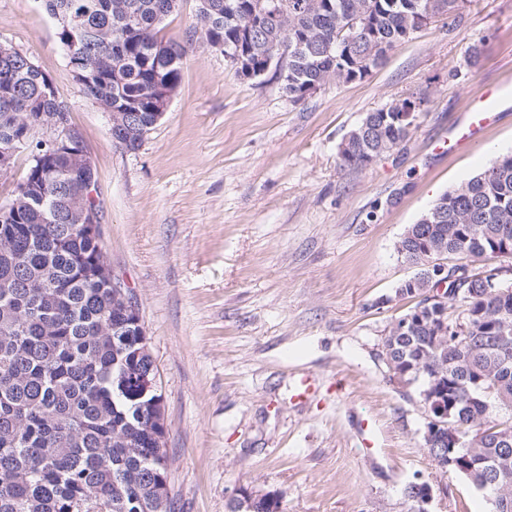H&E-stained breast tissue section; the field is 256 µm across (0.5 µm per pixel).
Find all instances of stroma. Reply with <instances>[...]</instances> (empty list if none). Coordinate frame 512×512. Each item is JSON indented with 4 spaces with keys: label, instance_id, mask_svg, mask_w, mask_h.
<instances>
[{
    "label": "stroma",
    "instance_id": "35a3bbf8",
    "mask_svg": "<svg viewBox=\"0 0 512 512\" xmlns=\"http://www.w3.org/2000/svg\"><path fill=\"white\" fill-rule=\"evenodd\" d=\"M197 0L161 25L186 45L180 88L137 151L72 76L40 0H0V43L27 54L67 101V127L93 162L104 257L136 303L159 374L173 512H229L240 489L276 493L282 512H494L448 479L424 446L426 410L382 355L410 302L404 233L448 189L512 152V99L477 145L436 147L471 101L512 87V0H466L389 51L364 79L328 80L291 101L275 75L237 77L191 34ZM483 39L478 64L469 48ZM410 98L404 143L366 168L340 144L362 118ZM316 380L294 401L303 377ZM369 422L370 453L358 440Z\"/></svg>",
    "mask_w": 512,
    "mask_h": 512
}]
</instances>
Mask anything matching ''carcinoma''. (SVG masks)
I'll list each match as a JSON object with an SVG mask.
<instances>
[{
	"mask_svg": "<svg viewBox=\"0 0 512 512\" xmlns=\"http://www.w3.org/2000/svg\"><path fill=\"white\" fill-rule=\"evenodd\" d=\"M52 16L67 14L81 32H57L66 55L87 72L86 95L128 120L112 125L124 147L138 148L129 126L149 127L162 97L178 90L185 47L159 37L177 0H43ZM194 30L208 44L241 50L255 74L269 58L288 54L282 90L295 102L312 85L369 76L387 53L409 39L420 17L448 18L457 0H272L280 20L259 21L254 0H205ZM353 18L357 29L338 35ZM404 99L368 113L341 144L345 166L367 167L407 138L412 121L397 120ZM69 112L59 88L39 68L0 55V148L28 139L27 125ZM13 199L0 206V512H173L166 472L154 448L151 413L138 380L153 361L137 337L112 329L125 308L112 295L99 235L68 218L83 200L73 160L36 143ZM398 243L415 268L403 284L415 300L400 318L407 335L388 331L382 355L409 385L455 405L451 423L471 445L459 457L485 460L458 476L493 498L495 512H512V295L454 277L475 261L497 271L503 242L512 245V153L498 156L469 180L443 193ZM456 260L448 269V303L441 311L421 296L430 254ZM464 314L467 333L455 342L439 333ZM230 512H281L280 500L258 497Z\"/></svg>",
	"mask_w": 512,
	"mask_h": 512,
	"instance_id": "carcinoma-1",
	"label": "carcinoma"
}]
</instances>
